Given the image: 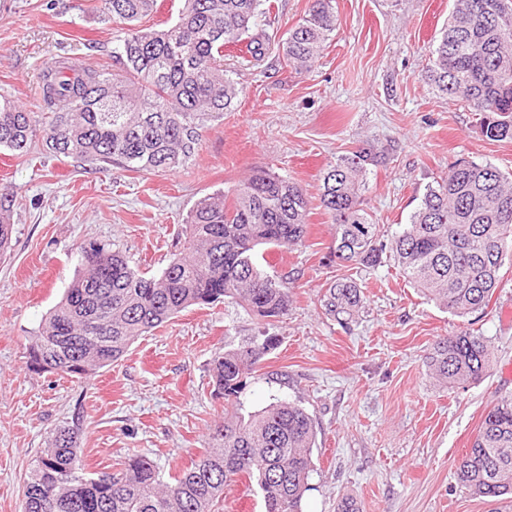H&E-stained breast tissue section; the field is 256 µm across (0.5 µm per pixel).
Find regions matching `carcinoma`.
I'll list each match as a JSON object with an SVG mask.
<instances>
[{
	"mask_svg": "<svg viewBox=\"0 0 512 512\" xmlns=\"http://www.w3.org/2000/svg\"><path fill=\"white\" fill-rule=\"evenodd\" d=\"M172 25L143 28L157 0H100L102 20L119 26L108 71L65 57L42 74L41 111L0 94V148L44 151L81 164L134 172H175L195 154L210 121L241 93L224 74V47L244 40L264 14L263 0H179ZM336 32L335 0H311L283 43L295 69H310ZM426 78L437 92L479 113V131L512 140V0H453L430 50ZM390 159L368 143L323 173L319 206L334 226L336 258L374 267L390 253L405 278L460 318L483 314L512 250V174L458 158L427 185L408 224L388 242L361 200L364 178ZM13 193L0 192V251L11 243ZM309 201L301 184L258 170L227 194L201 200L185 227V255L158 277L98 244L80 247V269L28 350L29 367L83 379L117 362L140 337L190 306L235 303L272 324L288 316V278L261 269L260 246H300ZM356 280L336 279L320 299L323 314L346 327L362 308ZM278 343L256 336L214 352L213 392L224 398L192 466L165 481L150 459L131 454L87 477L78 471L79 427L53 432L24 485L22 512H220L224 488L257 481L265 512H301L313 471L316 429L300 405L272 402L240 413L246 378ZM433 377L464 387L488 375L491 352L470 331L437 340L427 357ZM459 482L482 498L512 494V396L485 414L456 467Z\"/></svg>",
	"mask_w": 512,
	"mask_h": 512,
	"instance_id": "cac0c4a2",
	"label": "carcinoma"
}]
</instances>
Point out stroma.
<instances>
[{
  "label": "stroma",
  "instance_id": "obj_1",
  "mask_svg": "<svg viewBox=\"0 0 512 512\" xmlns=\"http://www.w3.org/2000/svg\"><path fill=\"white\" fill-rule=\"evenodd\" d=\"M99 0H0V93L41 106V76L58 57L113 68V24ZM309 0H271L256 33L261 59L231 46L224 72L241 90L233 111L209 122L199 150L174 173L96 170L35 147L0 149V190L14 193V231L0 255V512H21L26 474L55 429L80 425L78 465L106 471L132 453L162 474L190 467L224 415L211 393L210 361L266 334L277 345L240 396L244 410L301 404L317 440L302 512H512V497L472 495L456 465L490 403L512 395V252L485 314L467 321L417 292L392 259L346 267L319 207L324 170L366 142L391 147L362 198L385 235L400 231L425 186L467 158L512 171V141L483 137L473 110L424 78L429 50L452 0H336V33L314 66L295 70L282 44ZM303 185L311 208L304 246L265 249L262 269L289 277L292 309L268 325L231 303L193 306L135 342L118 362L77 381L30 369L27 348L96 242L157 276L182 252L195 204L254 170ZM360 284L365 309L349 326L327 318L320 296L337 277ZM484 336L491 373L463 388L433 379L434 341L463 329Z\"/></svg>",
  "mask_w": 512,
  "mask_h": 512
}]
</instances>
